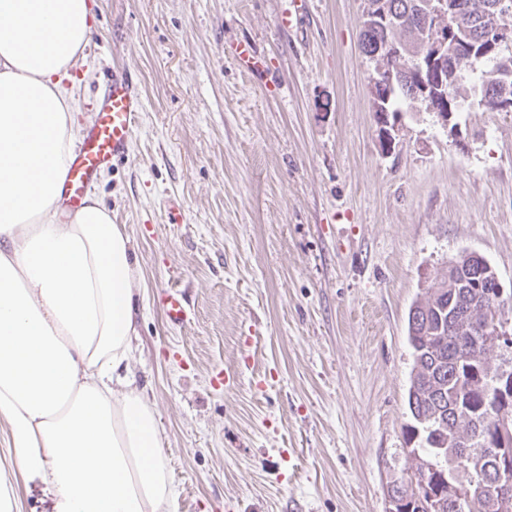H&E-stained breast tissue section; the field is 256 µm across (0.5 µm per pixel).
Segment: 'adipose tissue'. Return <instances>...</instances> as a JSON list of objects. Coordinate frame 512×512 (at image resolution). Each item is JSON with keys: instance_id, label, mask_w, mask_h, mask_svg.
<instances>
[{"instance_id": "1", "label": "adipose tissue", "mask_w": 512, "mask_h": 512, "mask_svg": "<svg viewBox=\"0 0 512 512\" xmlns=\"http://www.w3.org/2000/svg\"><path fill=\"white\" fill-rule=\"evenodd\" d=\"M92 26L89 0H0V420L16 450L0 512L32 474L56 512H160L177 495L129 366L131 239L95 194L58 205L79 134L64 81Z\"/></svg>"}]
</instances>
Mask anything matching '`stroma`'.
I'll return each instance as SVG.
<instances>
[{
	"label": "stroma",
	"mask_w": 512,
	"mask_h": 512,
	"mask_svg": "<svg viewBox=\"0 0 512 512\" xmlns=\"http://www.w3.org/2000/svg\"><path fill=\"white\" fill-rule=\"evenodd\" d=\"M301 2L290 25L292 0H93L72 71L84 129L106 68L143 91L129 157L91 190L138 260L130 366L170 512H386L414 465L411 306L465 251L512 289V112L406 106L385 148L366 0ZM172 282L181 328L157 305Z\"/></svg>",
	"instance_id": "35a3bbf8"
}]
</instances>
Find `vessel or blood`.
I'll return each instance as SVG.
<instances>
[{"label": "vessel or blood", "instance_id": "obj_1", "mask_svg": "<svg viewBox=\"0 0 512 512\" xmlns=\"http://www.w3.org/2000/svg\"><path fill=\"white\" fill-rule=\"evenodd\" d=\"M143 110L144 98L137 80L126 70L113 69L96 104L97 119L74 153L64 184V205L81 207L97 172L127 158ZM159 305L170 325L177 327L186 322L187 301L178 286L165 287L159 294Z\"/></svg>", "mask_w": 512, "mask_h": 512}]
</instances>
